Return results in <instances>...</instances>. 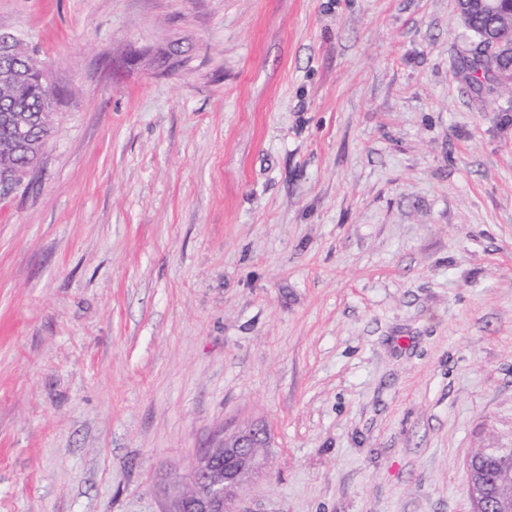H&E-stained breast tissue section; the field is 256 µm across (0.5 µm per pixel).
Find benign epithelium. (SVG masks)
<instances>
[{
    "label": "benign epithelium",
    "mask_w": 512,
    "mask_h": 512,
    "mask_svg": "<svg viewBox=\"0 0 512 512\" xmlns=\"http://www.w3.org/2000/svg\"><path fill=\"white\" fill-rule=\"evenodd\" d=\"M26 84L27 73L24 71L0 74V90L9 93L13 100L23 95ZM13 125L14 151L26 154L31 146L26 117H14ZM269 447L270 433L260 427L247 426L218 437L193 458L194 477L183 481L178 474L173 480L175 485L183 482L189 493L170 494L161 512H236L234 505L242 488L263 465L264 456L257 449Z\"/></svg>",
    "instance_id": "obj_1"
}]
</instances>
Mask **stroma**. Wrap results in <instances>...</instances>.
<instances>
[{
    "mask_svg": "<svg viewBox=\"0 0 512 512\" xmlns=\"http://www.w3.org/2000/svg\"><path fill=\"white\" fill-rule=\"evenodd\" d=\"M60 89L0 194V512H472L512 446V91L456 0H0ZM270 446V433L260 427L247 426L224 433L195 455L194 477L181 480L182 473L173 478V486L183 483L189 493L172 492L160 512H236L234 505L242 488L263 465L264 456L255 448ZM196 482L203 487L200 494ZM472 459L468 463V466H470H467V486L469 495L471 492L477 491L481 482L486 483L491 480L501 468H512V460H496L490 457L478 460L474 459L473 461Z\"/></svg>",
    "mask_w": 512,
    "mask_h": 512,
    "instance_id": "stroma-1",
    "label": "stroma"
}]
</instances>
